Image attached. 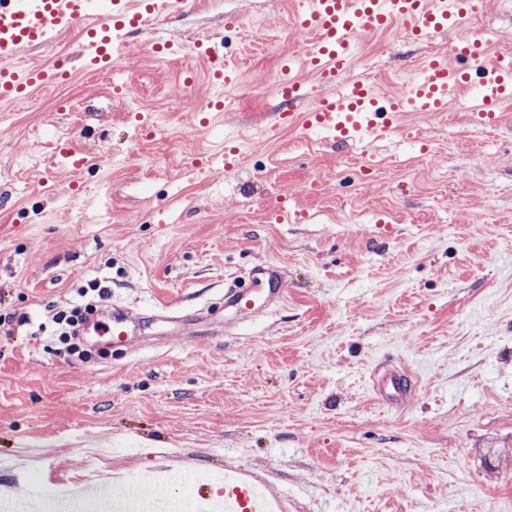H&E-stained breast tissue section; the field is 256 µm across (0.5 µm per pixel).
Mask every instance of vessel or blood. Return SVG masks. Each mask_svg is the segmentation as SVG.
<instances>
[{"label":"vessel or blood","mask_w":512,"mask_h":512,"mask_svg":"<svg viewBox=\"0 0 512 512\" xmlns=\"http://www.w3.org/2000/svg\"><path fill=\"white\" fill-rule=\"evenodd\" d=\"M115 11L124 13L128 24L142 27V0H114ZM475 0H301L294 15V29L313 36L315 44L301 69L289 70L277 90L288 107L280 114L282 124L309 131L316 129L337 143H372L400 131L398 117L404 112H444L472 80H480L481 91L469 100L470 117L478 125L492 128L500 120V106L512 99V56L487 58L488 40L478 34L460 32ZM87 0H0V100L25 96L29 87H51L63 79L58 67H15L21 51L52 44L60 28L84 25ZM404 23L409 34L421 40L455 27L452 55L434 54L425 61L424 75L400 95H380L367 79L342 81L353 65V38L365 29L385 30ZM122 26L104 17L86 27L82 47L86 68L108 71L127 46ZM456 64H449V57ZM317 77L324 95L304 112L293 105L302 99L309 77ZM86 157L68 145H58L54 166L80 171ZM251 289H226L224 300L238 313L254 316L279 298L282 270L268 265L253 268ZM254 479L238 475L224 493V512H268L267 496L257 494ZM124 488H101L94 501L105 512H132V498Z\"/></svg>","instance_id":"obj_1"}]
</instances>
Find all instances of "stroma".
Listing matches in <instances>:
<instances>
[{
	"label": "stroma",
	"mask_w": 512,
	"mask_h": 512,
	"mask_svg": "<svg viewBox=\"0 0 512 512\" xmlns=\"http://www.w3.org/2000/svg\"><path fill=\"white\" fill-rule=\"evenodd\" d=\"M296 8L185 0L109 72L83 68L76 27L21 52L68 76L0 102V500L122 475L151 494L166 465L193 497L244 470L288 512H512V465L483 457L512 445V101L492 129L456 103L405 113L381 145L279 125L283 66L313 44ZM464 29L512 50L501 0ZM453 38L362 31L348 76L401 92ZM61 140L80 172L54 169ZM267 263L287 293L238 314L225 288ZM98 301L130 335L113 346L93 316L71 351L53 313ZM378 367L411 380L401 406Z\"/></svg>",
	"instance_id": "obj_1"
}]
</instances>
